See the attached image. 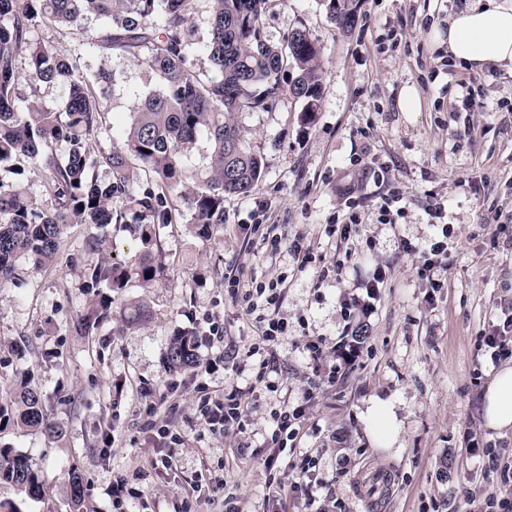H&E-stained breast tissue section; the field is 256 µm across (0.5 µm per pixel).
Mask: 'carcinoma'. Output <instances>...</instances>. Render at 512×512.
I'll use <instances>...</instances> for the list:
<instances>
[{"label": "carcinoma", "mask_w": 512, "mask_h": 512, "mask_svg": "<svg viewBox=\"0 0 512 512\" xmlns=\"http://www.w3.org/2000/svg\"><path fill=\"white\" fill-rule=\"evenodd\" d=\"M192 0H0V166L23 158L30 169L19 179L0 183V283L13 278L18 258L35 268L52 263L69 224L96 228L126 224L144 244L152 240L151 225L172 223L171 196H180L190 212L196 235L207 238L224 223V196L248 193L264 169L261 156L246 145L235 112L268 110L291 72L293 97L302 103L310 123L321 107L324 74L322 48L307 31L287 38L288 53L262 35L265 0H211V26L203 51L210 68L193 67L195 45ZM330 18L344 31L358 22L357 0H324ZM94 16L106 21L100 47L132 53L149 50L148 64L157 73L160 89L138 98L133 118L120 146L107 157L89 149L90 136L105 115L97 88L111 73L99 69L89 79L76 62L61 56L32 33L42 23L80 31ZM161 23H156V18ZM64 87L62 110L46 109L37 88ZM207 137L212 152L206 176L194 188L183 185L181 159L197 138ZM64 141L59 155L51 144ZM44 178L53 193L55 209L47 211L28 193L22 175ZM153 175L151 186L132 191L140 173ZM159 265L150 251L125 267L96 264L84 271L85 287L123 288L133 277L155 279ZM195 333L174 334L167 362L175 370L195 364ZM22 426L48 434L59 433L45 410L42 394L19 385L10 400L0 402V430ZM0 481L13 484L29 498L41 493L38 471L30 459L0 448ZM73 512H83L81 476L69 473Z\"/></svg>", "instance_id": "carcinoma-1"}]
</instances>
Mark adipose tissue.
<instances>
[{
	"label": "adipose tissue",
	"mask_w": 512,
	"mask_h": 512,
	"mask_svg": "<svg viewBox=\"0 0 512 512\" xmlns=\"http://www.w3.org/2000/svg\"><path fill=\"white\" fill-rule=\"evenodd\" d=\"M455 66L474 72L497 69L512 75V0H472L436 30ZM487 429L512 430V364H502L487 383L480 401Z\"/></svg>",
	"instance_id": "adipose-tissue-1"
}]
</instances>
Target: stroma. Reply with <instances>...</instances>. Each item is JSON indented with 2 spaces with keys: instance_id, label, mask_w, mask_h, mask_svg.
<instances>
[{
  "instance_id": "obj_1",
  "label": "stroma",
  "mask_w": 512,
  "mask_h": 512,
  "mask_svg": "<svg viewBox=\"0 0 512 512\" xmlns=\"http://www.w3.org/2000/svg\"><path fill=\"white\" fill-rule=\"evenodd\" d=\"M469 0H360L359 21L340 30L321 0H266L265 39L284 45L295 29L307 30L323 48L321 108L313 123L282 89L266 112H239L235 123L265 170L253 189L224 199V222L210 239L190 229L181 198L173 221L155 227L150 251L160 272L150 286L89 291L88 266L124 265L141 250L123 225L106 229L102 250L86 249V225H70L56 261L36 269L18 259L11 281L0 283V398L20 380L43 395L50 420L62 430L50 437L10 427L0 448L27 454L40 470L41 496L30 499L0 481V502L17 512H70L67 478L83 481L84 512H112L117 475L140 473L146 512H218L207 489L226 483L244 512H266L271 482L290 486L303 459L316 462L309 478L317 500L333 512H363L361 480L387 472L394 485L374 512H478L485 489L500 485L493 458H512V432L501 436L480 419L481 393L495 366L480 333L512 312V76L472 73L445 63L433 27ZM101 27L84 32L53 25L35 28L36 41L76 60L85 76L112 68L108 112L91 137L98 155L111 154L132 120L136 98L160 82L146 51L130 55L96 47ZM415 87L420 109L403 112L398 102ZM482 106L470 110L467 96ZM396 198V223L379 221V209ZM444 205L442 224L430 212ZM361 220L350 240L330 234V224L349 212ZM505 233L494 236L493 221ZM253 224H274L282 241L271 249ZM309 246L312 261L299 269L289 250L294 237ZM448 243L442 287L417 274L419 251L439 239ZM410 243L413 254L402 253ZM390 277L375 297L365 284L375 267ZM236 274L259 284L281 281L279 316L289 330L272 351H253L257 331L228 293L224 278ZM366 298L367 333L353 363L332 383L313 385L307 339L322 338L327 358L352 331L341 316L349 296ZM107 304V316L89 333L75 332L77 314ZM150 317L129 323L131 308ZM224 330L208 340V318ZM197 336L198 360L235 351L231 367L210 375L171 371L166 355L175 331ZM274 390L252 389L259 367ZM242 393L243 428L211 433L198 411L201 395ZM161 401L170 429L187 432L173 466L151 468L161 446L146 407ZM389 402L394 440L374 427L375 401ZM306 410L287 463L267 469L271 411L281 404ZM203 493L187 497L191 485Z\"/></svg>"
}]
</instances>
